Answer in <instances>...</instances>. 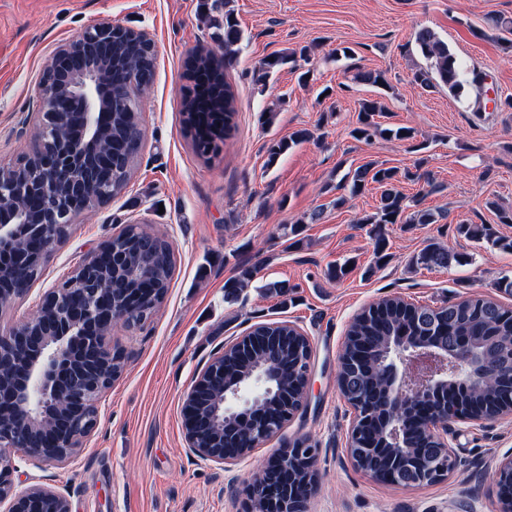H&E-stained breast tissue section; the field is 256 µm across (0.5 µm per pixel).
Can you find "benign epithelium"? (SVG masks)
Wrapping results in <instances>:
<instances>
[{"mask_svg": "<svg viewBox=\"0 0 512 512\" xmlns=\"http://www.w3.org/2000/svg\"><path fill=\"white\" fill-rule=\"evenodd\" d=\"M127 33L137 51L157 53L150 34L129 29L118 21H103L84 29L81 35L58 46L47 63L40 81L39 121L31 152L16 163L0 164V283H11L13 297L30 292L31 266L48 256L42 243L60 225H69L85 211L89 201L103 205L112 195L100 196L97 188L112 182V161L120 154L112 150V108L117 102L133 105L146 92L152 79L148 72L132 74L127 84L112 81L115 36ZM70 97L79 110L83 136L76 141L57 136L60 127L71 119L68 112L55 110L57 96ZM25 199H34L39 210L28 212ZM125 263V254L115 238L105 241L81 264L87 273L102 278L93 288H76L61 282L46 292L39 303V321L28 319L0 334V507L3 512H72L69 496L51 484H35L16 489L15 456L20 454L31 465L41 468L63 465L82 447L92 433L98 401L109 388L115 374L99 367L112 368V361L125 363L122 351L112 348V325L121 320L139 326L154 312L153 294L144 293L139 302L126 300L127 282L112 279V269ZM501 357L487 359L478 354L470 338L458 336L448 350L434 346L428 336H402L384 354L383 374L390 392L385 401L389 436L393 449L404 452L403 437L409 434L411 416L421 403L448 383L456 388L480 387L494 397L499 415H512V336L500 342ZM222 355L204 369L184 396L183 427L186 447L198 458L218 466L234 462L224 456V448L203 444L210 437L209 419L195 415L194 400L203 386L221 389L225 413L243 417L251 407L271 394L264 372L248 383L232 389L224 387ZM297 382L286 381L288 388L299 386L301 396L286 414L292 419L306 404L311 364L295 369ZM350 430L354 441L369 424L373 410L354 407ZM457 423L482 424L484 420L455 407L427 415L420 420L421 431L443 448L434 467L420 468L421 481L432 483L447 476L456 456L448 438ZM266 420L255 422L251 448L271 439ZM316 449L301 439L278 449L257 473L250 485V502L267 496L264 479L290 458L303 466L312 480L304 496L288 497V512H308V502L317 485L314 467ZM503 512H512V454L501 460L492 473Z\"/></svg>", "mask_w": 512, "mask_h": 512, "instance_id": "1", "label": "benign epithelium"}]
</instances>
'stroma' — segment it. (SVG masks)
<instances>
[{
	"mask_svg": "<svg viewBox=\"0 0 512 512\" xmlns=\"http://www.w3.org/2000/svg\"><path fill=\"white\" fill-rule=\"evenodd\" d=\"M201 3L0 0V163L29 148L40 78L60 44L112 20L148 31L157 46L131 180L119 198L72 224L29 294L0 307V331L34 315L45 291L127 224H149L177 258L153 320L112 333L126 361L101 397L92 435L61 467L38 469L17 459V488L68 486L72 512H248L250 477L277 448L306 439L317 448L319 473L309 512H499L497 491L483 472L512 454V418L457 425L451 436L457 466L448 477L416 487L383 483L346 455L354 411L336 374L352 318L384 296L430 307L482 296L512 307V295L496 287L512 279V251L456 232L462 221L494 223L488 200L512 206V112L478 119L468 109L471 87L451 94L409 83L425 63L415 35L427 27L468 65L486 71L498 97H512V59L486 28L488 16H512V0H234L243 40L226 73L237 94V130L210 159L194 151L182 123L187 62L196 49L215 46ZM304 45L314 49L309 83L285 70L267 87L255 85L262 59ZM339 45L351 47L352 58L330 57ZM360 69L384 72L388 88L355 82ZM365 99L383 104V126L414 129V141L352 138ZM272 106L274 124L262 125L261 113ZM300 129L310 139L268 164L269 143ZM416 141L424 150L413 151ZM370 161L397 168L398 190L441 215L436 224L386 225L388 257L381 264L366 228L353 222L377 206L379 186L333 205L345 193L343 175ZM424 171L431 182L418 180ZM433 183L439 192H430ZM316 208L324 211L321 223H303ZM296 221L298 235H288L286 225ZM432 242L463 254L465 264L414 266L413 257ZM336 261L351 269L327 282L326 266ZM243 264L259 266L261 282L286 283L287 297L252 289L244 305L225 304L224 282ZM268 321L296 324L311 341L306 405L264 447L234 463L219 467L189 454L185 393L226 344Z\"/></svg>",
	"mask_w": 512,
	"mask_h": 512,
	"instance_id": "obj_1",
	"label": "stroma"
}]
</instances>
